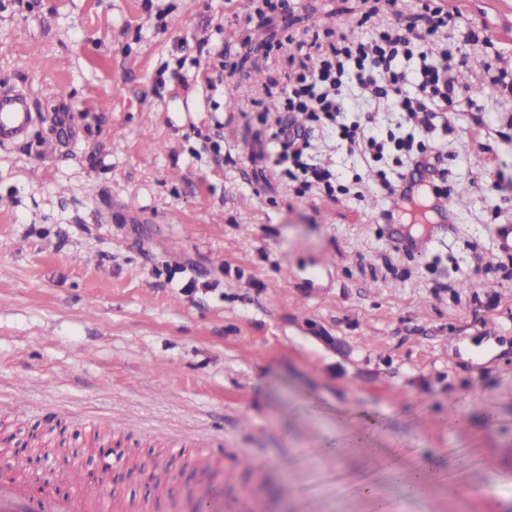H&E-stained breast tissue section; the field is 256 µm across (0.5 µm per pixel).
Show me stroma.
Here are the masks:
<instances>
[{
    "instance_id": "obj_1",
    "label": "stroma",
    "mask_w": 512,
    "mask_h": 512,
    "mask_svg": "<svg viewBox=\"0 0 512 512\" xmlns=\"http://www.w3.org/2000/svg\"><path fill=\"white\" fill-rule=\"evenodd\" d=\"M431 1L484 93L437 135L466 204L414 254L335 135L314 156L348 194L275 175L270 119L304 53L421 34ZM289 2L0 0V88L34 115L0 144V422L75 472L199 434L239 512H375L367 483L393 512H512V0ZM369 427L372 469L324 453ZM425 457L422 496L388 481ZM170 471L160 512H192L204 476Z\"/></svg>"
}]
</instances>
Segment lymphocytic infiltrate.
<instances>
[{
    "label": "lymphocytic infiltrate",
    "instance_id": "lymphocytic-infiltrate-1",
    "mask_svg": "<svg viewBox=\"0 0 512 512\" xmlns=\"http://www.w3.org/2000/svg\"><path fill=\"white\" fill-rule=\"evenodd\" d=\"M431 14L430 26L416 38L407 37L392 22L369 39L337 43L330 53L290 78L272 134L273 162L282 175L300 181L303 190L321 188L334 193L332 172L314 163L309 153L312 133L326 128L378 177L388 201L384 217H392L394 208L406 206L398 187L410 171L429 175L424 202L431 204L443 197L446 167L441 151L416 144L410 132L383 135L371 122L346 120L337 100L347 79L352 78L371 97L392 103L405 121H418L426 132H434L433 106L455 107L466 92L455 83L457 61L440 44L448 35L450 14L439 6ZM297 113L306 115L307 125H294ZM389 158L396 166L391 177L382 168Z\"/></svg>",
    "mask_w": 512,
    "mask_h": 512
}]
</instances>
